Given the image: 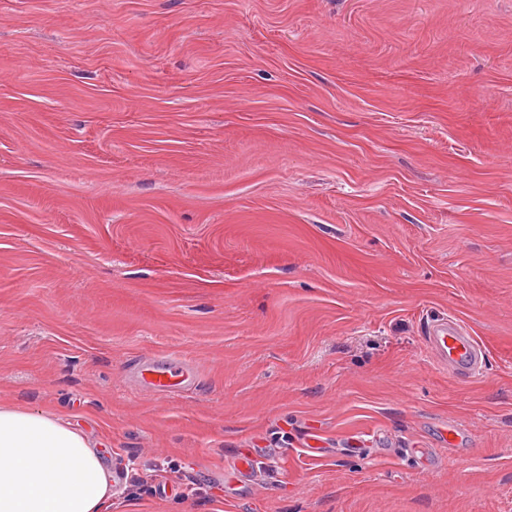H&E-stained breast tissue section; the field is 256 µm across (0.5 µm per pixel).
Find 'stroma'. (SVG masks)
Masks as SVG:
<instances>
[{
    "instance_id": "obj_1",
    "label": "stroma",
    "mask_w": 512,
    "mask_h": 512,
    "mask_svg": "<svg viewBox=\"0 0 512 512\" xmlns=\"http://www.w3.org/2000/svg\"><path fill=\"white\" fill-rule=\"evenodd\" d=\"M4 402L109 512H512V0H0ZM424 335L439 365L467 378L482 374L485 350L458 318L448 314L433 319L427 323ZM134 377L143 390L164 395L178 393L192 385L196 372L186 362L176 358L164 362L142 359L134 367Z\"/></svg>"
}]
</instances>
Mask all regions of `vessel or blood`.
<instances>
[{"label": "vessel or blood", "instance_id": "1", "mask_svg": "<svg viewBox=\"0 0 512 512\" xmlns=\"http://www.w3.org/2000/svg\"><path fill=\"white\" fill-rule=\"evenodd\" d=\"M424 339L439 365L468 378L481 375L484 350L455 316H443L428 322ZM134 377L143 390L164 395L180 392L192 385L196 372L176 358L164 362L143 359L136 363Z\"/></svg>", "mask_w": 512, "mask_h": 512}]
</instances>
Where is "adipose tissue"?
<instances>
[{"label": "adipose tissue", "instance_id": "1", "mask_svg": "<svg viewBox=\"0 0 512 512\" xmlns=\"http://www.w3.org/2000/svg\"><path fill=\"white\" fill-rule=\"evenodd\" d=\"M114 476L68 417L0 404V512H103Z\"/></svg>", "mask_w": 512, "mask_h": 512}]
</instances>
